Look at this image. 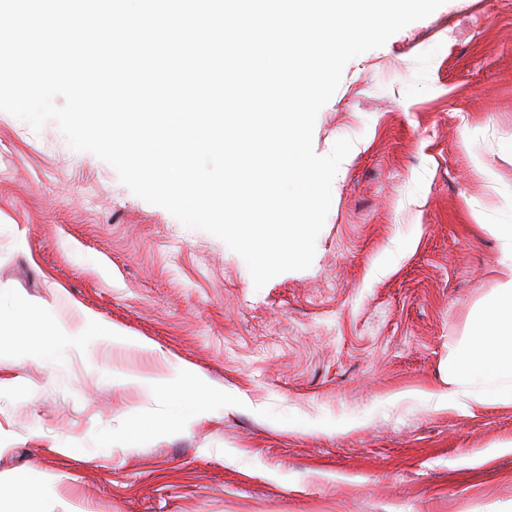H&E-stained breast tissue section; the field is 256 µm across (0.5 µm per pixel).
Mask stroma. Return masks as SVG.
<instances>
[{"instance_id":"stroma-1","label":"stroma","mask_w":512,"mask_h":512,"mask_svg":"<svg viewBox=\"0 0 512 512\" xmlns=\"http://www.w3.org/2000/svg\"><path fill=\"white\" fill-rule=\"evenodd\" d=\"M351 139L311 266L255 289L241 256L122 184L56 122L0 111V329L12 306L84 312L155 351L94 337L56 364L0 345V512H501L512 406L469 414L448 346L500 282L485 224L512 222V0H446L361 54L319 111L316 154ZM193 366L242 405L123 445L165 419L132 376ZM58 452H51V445Z\"/></svg>"}]
</instances>
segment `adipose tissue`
<instances>
[{"label": "adipose tissue", "instance_id": "obj_1", "mask_svg": "<svg viewBox=\"0 0 512 512\" xmlns=\"http://www.w3.org/2000/svg\"><path fill=\"white\" fill-rule=\"evenodd\" d=\"M486 230L500 245L502 282L476 308L467 334L449 348L445 365L448 388L434 395L437 405L448 410H469L488 404L512 406V224H490ZM15 319L20 323H38L47 331L46 339L16 343L15 349L24 360L56 361L82 335L105 336L115 344L143 350L154 347L150 340L127 334L92 313L85 314L78 333L69 331L50 309L19 304L15 307ZM147 384L160 392L177 388V395L168 403L167 424L171 427L200 419L203 406L212 395L189 365L171 376L148 379Z\"/></svg>", "mask_w": 512, "mask_h": 512}]
</instances>
